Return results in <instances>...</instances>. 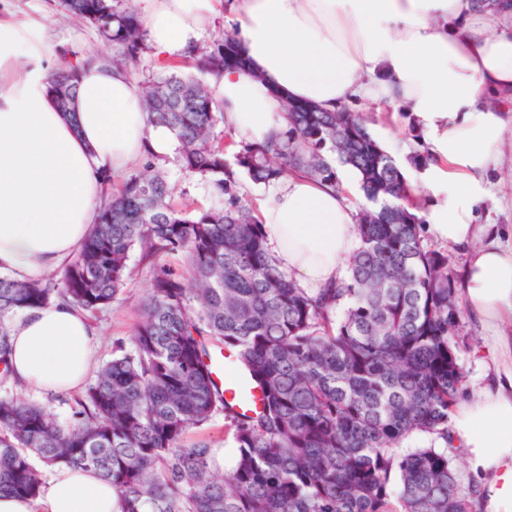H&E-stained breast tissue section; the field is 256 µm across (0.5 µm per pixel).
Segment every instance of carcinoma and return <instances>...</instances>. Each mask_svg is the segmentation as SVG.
<instances>
[{
    "label": "carcinoma",
    "instance_id": "cac0c4a2",
    "mask_svg": "<svg viewBox=\"0 0 512 512\" xmlns=\"http://www.w3.org/2000/svg\"><path fill=\"white\" fill-rule=\"evenodd\" d=\"M113 48L133 73L150 52L143 18L127 0H59ZM225 29L140 89L148 122L172 131L180 169L199 176L221 205L188 215L170 203L175 186L147 154L100 207L73 261L53 279L0 276V368L11 355L13 317L61 301L95 315L131 275L130 253L182 252L186 271L160 270L143 306L133 348L103 365L77 421L60 424L43 405L0 399V496L34 500L47 466L86 468L112 484L120 512H469L448 420L463 393L454 332L462 308L448 259L423 245L419 202L396 161L358 112H292L279 141L241 142L232 153L224 112L210 89L185 73L219 76ZM81 63L52 73L48 92L75 115ZM354 168L372 205L358 215L360 247L348 278L312 295L269 256L240 177L271 185L289 171L336 182ZM232 353L262 397L236 410L208 364ZM224 415L232 452L221 466L210 440L186 434ZM414 432L441 448H403Z\"/></svg>",
    "mask_w": 512,
    "mask_h": 512
}]
</instances>
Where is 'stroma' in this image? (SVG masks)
<instances>
[{
    "label": "stroma",
    "mask_w": 512,
    "mask_h": 512,
    "mask_svg": "<svg viewBox=\"0 0 512 512\" xmlns=\"http://www.w3.org/2000/svg\"><path fill=\"white\" fill-rule=\"evenodd\" d=\"M0 19L21 27L41 31L42 49L53 68H60L69 59L111 55L90 25L72 18H61L57 0H0ZM162 164L175 186L172 203L176 208L192 211L214 205L215 197L204 180L185 176L177 153L164 156ZM487 198L478 211V230L473 243L447 244L432 235H425L427 248L443 253L454 274H462L472 245L490 240L512 244V159L490 170L486 183ZM129 265L133 275L127 287L93 319L98 333L95 346V364L103 366L111 361L118 349L131 348L132 336L143 316L142 303L159 269L181 273L186 269L183 253H166L151 261L143 260L140 250L130 254ZM458 360L464 375V390L475 393L492 387L498 380L497 365L490 356L479 355V348H488L495 342L494 330L484 326L470 314H463L456 330ZM0 397H21L47 406L64 425L72 424L78 409L79 393L37 394L26 387L0 377Z\"/></svg>",
    "instance_id": "obj_1"
}]
</instances>
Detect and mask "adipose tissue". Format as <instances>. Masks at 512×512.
I'll use <instances>...</instances> for the list:
<instances>
[{"mask_svg": "<svg viewBox=\"0 0 512 512\" xmlns=\"http://www.w3.org/2000/svg\"><path fill=\"white\" fill-rule=\"evenodd\" d=\"M147 39L156 56L192 48L214 0H149ZM491 30L473 0H234L232 21L247 70L225 69L213 88L234 140L267 142L285 126L283 101L327 110L372 100L411 114L430 147L418 177L432 206L425 229L469 241L486 198L485 176L501 164L512 122V0ZM40 39L0 20V273L18 279L63 269L92 224L108 175L130 171L144 150L164 156L176 139L148 123L136 79L106 62L82 69L75 119L47 91ZM301 175L259 202L277 268L309 293L347 276L359 248L348 193ZM468 312L485 325L512 319V247L473 249L461 277ZM14 379L41 393L82 387L93 361L84 312L52 303L19 317L11 335ZM450 434L483 489V512H512V369L482 397L460 403ZM0 512H119L111 486L93 471L60 469L38 499L0 497Z\"/></svg>", "mask_w": 512, "mask_h": 512, "instance_id": "obj_1", "label": "adipose tissue"}]
</instances>
